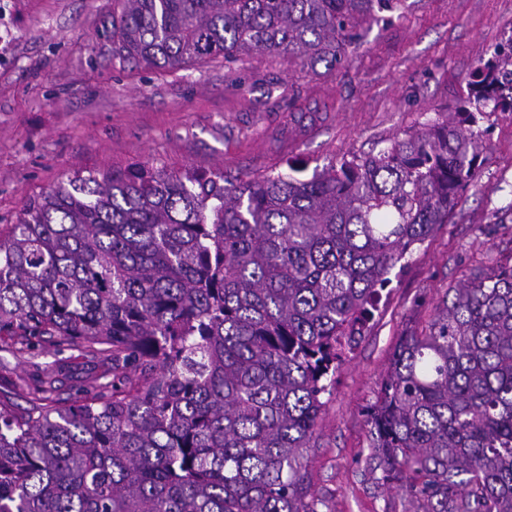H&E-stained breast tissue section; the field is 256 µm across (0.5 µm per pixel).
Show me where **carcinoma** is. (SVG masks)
Wrapping results in <instances>:
<instances>
[{"label": "carcinoma", "instance_id": "carcinoma-1", "mask_svg": "<svg viewBox=\"0 0 512 512\" xmlns=\"http://www.w3.org/2000/svg\"><path fill=\"white\" fill-rule=\"evenodd\" d=\"M116 50L156 67L351 56L400 0H117ZM512 112V35L441 123L301 179L144 165L75 173L0 236V339L111 361L60 404L0 400V512H317L305 453L391 271L478 181ZM371 459L416 512H512V264L469 270L399 337Z\"/></svg>", "mask_w": 512, "mask_h": 512}]
</instances>
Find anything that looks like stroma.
Instances as JSON below:
<instances>
[{"mask_svg":"<svg viewBox=\"0 0 512 512\" xmlns=\"http://www.w3.org/2000/svg\"><path fill=\"white\" fill-rule=\"evenodd\" d=\"M113 8V0H0L1 233L30 197L79 170L141 163L236 181L295 165L308 178L378 151L451 112L470 71L512 30V0H402L332 71L260 53L169 69L114 52ZM478 129L487 150L477 186L393 271L325 398L306 466L318 512L410 510L409 494L369 463L366 409L399 336L427 329L463 272L512 262V112L487 113ZM106 367L65 347L1 349L0 396L25 404L49 379L53 398L73 400Z\"/></svg>","mask_w":512,"mask_h":512,"instance_id":"obj_1","label":"stroma"}]
</instances>
